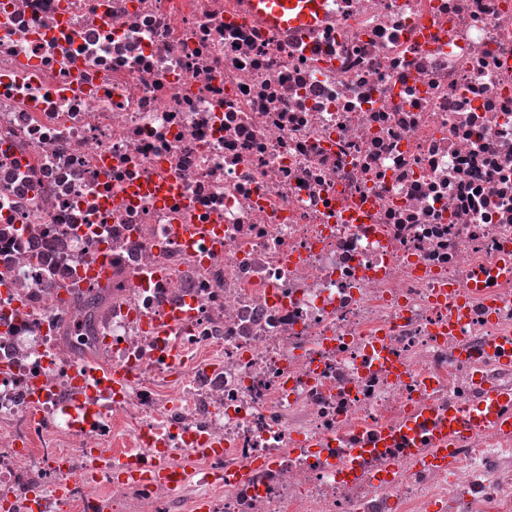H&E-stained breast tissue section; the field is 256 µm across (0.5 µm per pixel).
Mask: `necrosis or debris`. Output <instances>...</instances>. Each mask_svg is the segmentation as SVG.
<instances>
[{
	"label": "necrosis or debris",
	"instance_id": "4bbe7bcc",
	"mask_svg": "<svg viewBox=\"0 0 512 512\" xmlns=\"http://www.w3.org/2000/svg\"><path fill=\"white\" fill-rule=\"evenodd\" d=\"M240 3L0 0V512H512V0ZM327 0H245L242 7L264 23L280 28L311 26L324 14ZM109 472L128 473L135 477L137 480L146 479L157 484L164 485L170 489H175L178 486L174 472L170 468L156 465H140L132 467L120 459L115 458L108 464Z\"/></svg>",
	"mask_w": 512,
	"mask_h": 512
}]
</instances>
